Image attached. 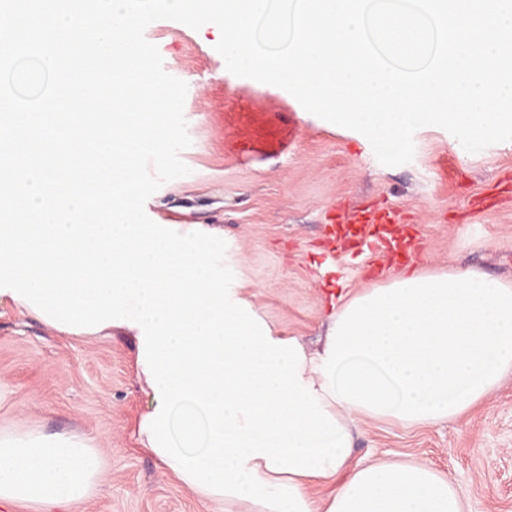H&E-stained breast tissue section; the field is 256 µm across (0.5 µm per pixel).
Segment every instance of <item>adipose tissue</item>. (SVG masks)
Masks as SVG:
<instances>
[{
    "label": "adipose tissue",
    "mask_w": 512,
    "mask_h": 512,
    "mask_svg": "<svg viewBox=\"0 0 512 512\" xmlns=\"http://www.w3.org/2000/svg\"><path fill=\"white\" fill-rule=\"evenodd\" d=\"M512 372V284L470 270L405 269L340 296L320 350L301 369L346 432L365 420L409 425L452 421ZM258 476L298 488L309 512H467L445 474L418 461L343 462L324 478ZM101 473L89 435L0 433V501L43 508L85 498ZM330 484L323 499L310 488Z\"/></svg>",
    "instance_id": "adipose-tissue-1"
}]
</instances>
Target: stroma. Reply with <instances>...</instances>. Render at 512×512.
Returning a JSON list of instances; mask_svg holds the SVG:
<instances>
[{
    "instance_id": "35a3bbf8",
    "label": "stroma",
    "mask_w": 512,
    "mask_h": 512,
    "mask_svg": "<svg viewBox=\"0 0 512 512\" xmlns=\"http://www.w3.org/2000/svg\"><path fill=\"white\" fill-rule=\"evenodd\" d=\"M165 70L185 81L189 175L145 204L158 224H208L223 233L225 262L263 317L318 348L329 294L355 293L387 279L365 255L338 250L322 272L326 213L365 206L406 214L420 241L394 268L477 270L512 283V141L469 153L447 131L414 135V158L386 166L367 138L307 112L282 88L229 73L212 26L158 20L145 30ZM258 101L291 115L290 152L241 163L227 149L224 115ZM132 336L77 339L10 304L0 305V407L8 433H87L104 476L82 501L48 512H215L168 474L137 440L150 398L135 373ZM352 460L432 462L467 498L471 512H512V376L456 420L406 428L368 421L355 432Z\"/></svg>"
}]
</instances>
